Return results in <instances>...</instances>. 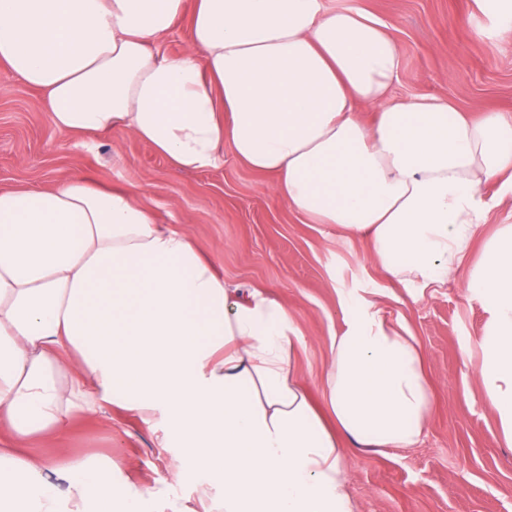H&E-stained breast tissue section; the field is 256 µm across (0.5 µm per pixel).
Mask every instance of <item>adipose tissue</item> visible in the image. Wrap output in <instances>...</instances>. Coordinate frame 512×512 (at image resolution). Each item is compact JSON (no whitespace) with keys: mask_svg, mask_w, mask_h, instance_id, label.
I'll list each match as a JSON object with an SVG mask.
<instances>
[{"mask_svg":"<svg viewBox=\"0 0 512 512\" xmlns=\"http://www.w3.org/2000/svg\"><path fill=\"white\" fill-rule=\"evenodd\" d=\"M185 17L190 46L166 56L157 41ZM0 67L43 93L60 130L120 129L183 171L232 149L313 223L367 239L414 297L452 278L512 197V114L390 99L396 42L359 8L0 0ZM465 292L487 315L478 376L512 446V224L488 240ZM344 304L320 380L325 418L297 369L305 340L287 304L229 286L132 194L80 173L0 190V512H160L116 488L111 459L18 454L62 436L79 401L100 415L118 401L167 410L169 436L222 482L224 512H356L349 449L415 447L435 401L408 327L379 299Z\"/></svg>","mask_w":512,"mask_h":512,"instance_id":"adipose-tissue-1","label":"adipose tissue"}]
</instances>
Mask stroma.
I'll list each match as a JSON object with an SVG mask.
<instances>
[{
  "instance_id": "stroma-1",
  "label": "stroma",
  "mask_w": 512,
  "mask_h": 512,
  "mask_svg": "<svg viewBox=\"0 0 512 512\" xmlns=\"http://www.w3.org/2000/svg\"><path fill=\"white\" fill-rule=\"evenodd\" d=\"M358 7L387 23L399 71L394 98L439 97L467 111L512 113V35H477V0H324ZM82 173L105 189H124L159 223L188 232L225 282L264 288L294 309L305 339L298 368L311 398L327 412L319 379L332 339L344 327L342 299L380 295L385 316L420 340L436 409L423 443L382 452H349L346 465L357 512H512V447L499 439L483 399L473 349L485 314L463 291L475 259L501 224H512V200L496 207L469 257L446 285L413 300L383 278L368 244L328 224H314L272 191L270 175L225 152L223 165L175 171L154 148L110 131L94 137L57 130L42 94L0 70V190H38ZM161 411L118 407L107 415L73 413L68 433L43 454L109 457L118 483L156 501L206 500L224 512V488L207 484L190 455L168 442Z\"/></svg>"
}]
</instances>
